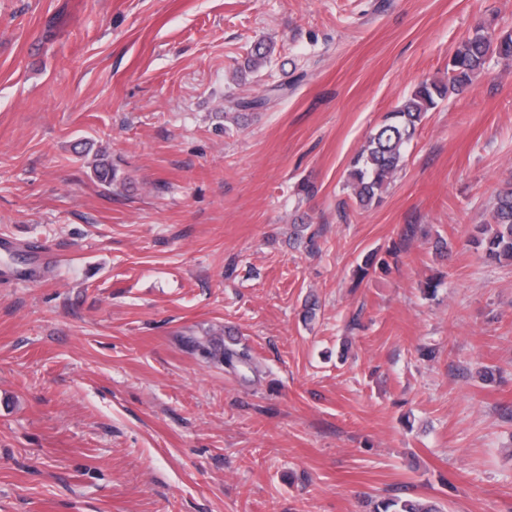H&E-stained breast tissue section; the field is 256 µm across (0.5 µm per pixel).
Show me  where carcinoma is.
Here are the masks:
<instances>
[{"label": "carcinoma", "instance_id": "cac0c4a2", "mask_svg": "<svg viewBox=\"0 0 512 512\" xmlns=\"http://www.w3.org/2000/svg\"><path fill=\"white\" fill-rule=\"evenodd\" d=\"M493 55L512 58V32L495 34L484 26L476 27L459 42L448 59L445 78L420 83L369 132L352 160L346 183L351 198L359 207L365 209L381 201L382 194L402 169L406 153L426 115L450 95L471 85ZM92 169L104 184L120 181L117 165L103 150L96 151ZM491 223L492 227L485 226L472 236V243L482 248L490 259L512 260V188L497 195ZM203 350L225 363L234 359L247 365L251 362L246 352L230 348L221 350L212 343ZM374 512H440V508L426 500L394 497L379 501Z\"/></svg>", "mask_w": 512, "mask_h": 512}]
</instances>
